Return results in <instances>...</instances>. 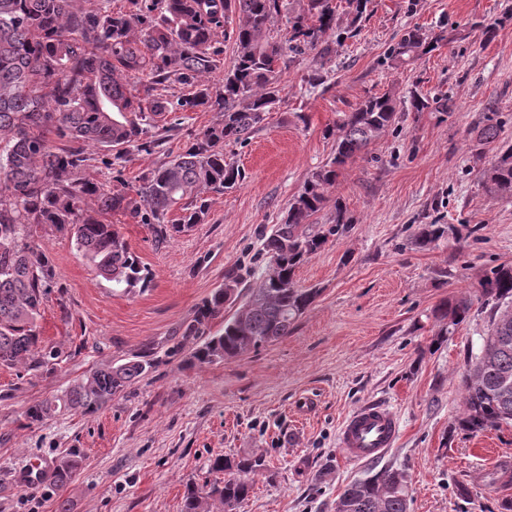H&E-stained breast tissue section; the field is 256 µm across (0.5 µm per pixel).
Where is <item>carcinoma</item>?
<instances>
[{
	"label": "carcinoma",
	"mask_w": 512,
	"mask_h": 512,
	"mask_svg": "<svg viewBox=\"0 0 512 512\" xmlns=\"http://www.w3.org/2000/svg\"><path fill=\"white\" fill-rule=\"evenodd\" d=\"M0 0V365L37 370L53 354L39 350L37 320L56 271L50 255L36 242L51 228L70 236L77 251L117 287H146L149 272L106 216L120 213L151 226L167 240L205 223V194H222L245 178L224 156V147L245 143L280 101L281 76L296 57L315 50L330 36H355L368 0H300L288 14L285 35L274 34L287 0ZM350 21L339 23V13ZM236 55L224 78L208 80L224 54L226 27ZM439 38L418 26L403 30L385 53L390 67L414 64L436 49ZM148 81L130 84L133 75ZM406 110H453L445 92L411 93ZM208 110L219 119L160 167L142 173L134 192L98 185L86 177L89 148L150 151L147 138L172 112ZM486 123L476 142L491 143L501 121L496 104L485 107ZM397 103L384 93L344 114L326 135L334 138L331 162L313 170L288 201L281 223L272 226L263 251L268 272L246 299L224 289L194 311L182 340L194 344L191 358L201 365L238 357L288 335L313 304L318 291L300 288L295 272L332 237L342 235L352 217L341 203L327 224H316L328 203L338 170L365 151L396 121ZM486 190L512 197V144L499 147L483 172ZM445 227L420 225L415 246L428 249ZM487 332L469 350L461 378L462 408L454 429L470 435L512 424V264L487 270L479 282ZM234 312L226 317V307ZM473 302L459 295L432 311L437 340L467 322ZM224 325L212 331V323ZM151 367L130 359L94 371L72 386L61 404L30 406L27 419L39 423L59 409L97 411ZM78 465L70 451L53 479L62 486ZM261 458L235 465L218 456L212 469L229 472L224 484L190 486L182 512H236L248 500ZM405 476L386 466L350 483L337 497L335 512H409Z\"/></svg>",
	"instance_id": "obj_1"
}]
</instances>
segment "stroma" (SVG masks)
I'll list each match as a JSON object with an SVG mask.
<instances>
[{"label":"stroma","instance_id":"35a3bbf8","mask_svg":"<svg viewBox=\"0 0 512 512\" xmlns=\"http://www.w3.org/2000/svg\"><path fill=\"white\" fill-rule=\"evenodd\" d=\"M512 0H368L355 38L332 45L324 82L308 84L314 52L281 77L280 101L246 144L226 147L245 172L237 188L211 195L205 223L156 242L151 228L115 214L129 249L148 269V287L124 290L98 275L69 236L40 243L57 285L38 331L55 352L36 371L0 366V512H181L188 484L222 481L210 463L263 457L266 468L240 512H335L350 482L391 466L401 470L410 512H501L496 474L512 469V427L471 436L453 429L464 355L486 328L472 315L441 345L431 316L444 299L477 294L490 267L512 263V198L487 192L482 171L512 142ZM496 24L493 40L486 25ZM438 36L413 68L384 54L405 27ZM445 92L448 113L402 112L367 150L341 168L330 191L354 222L296 271L314 303L278 341L207 366L190 362L182 332L226 276L239 290L265 274L266 235L308 174L330 162L324 135L368 97ZM496 102L497 141L471 133ZM217 113L168 115L160 145L116 161L128 185L183 151ZM92 161L87 176L110 182ZM447 232L421 250L420 225ZM144 356L153 366L91 414L61 411L29 423L27 409L62 396L97 368ZM380 403L400 436L381 457L352 462L337 447L343 418ZM81 462L65 487L48 474L71 449ZM468 485L460 496L458 483Z\"/></svg>","mask_w":512,"mask_h":512}]
</instances>
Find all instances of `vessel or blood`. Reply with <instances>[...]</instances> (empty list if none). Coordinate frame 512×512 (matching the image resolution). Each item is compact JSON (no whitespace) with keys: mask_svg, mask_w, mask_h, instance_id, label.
Returning <instances> with one entry per match:
<instances>
[{"mask_svg":"<svg viewBox=\"0 0 512 512\" xmlns=\"http://www.w3.org/2000/svg\"><path fill=\"white\" fill-rule=\"evenodd\" d=\"M398 435L393 411L379 404L361 407L348 416L338 433L343 454L354 461H367L381 456Z\"/></svg>","mask_w":512,"mask_h":512,"instance_id":"obj_1","label":"vessel or blood"}]
</instances>
